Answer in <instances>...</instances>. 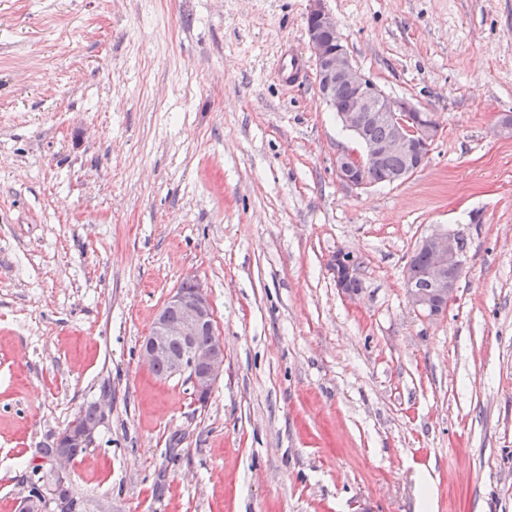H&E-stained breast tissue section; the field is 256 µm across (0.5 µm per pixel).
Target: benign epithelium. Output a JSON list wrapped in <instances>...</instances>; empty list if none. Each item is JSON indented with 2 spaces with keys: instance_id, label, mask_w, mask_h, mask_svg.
I'll return each instance as SVG.
<instances>
[{
  "instance_id": "obj_1",
  "label": "benign epithelium",
  "mask_w": 512,
  "mask_h": 512,
  "mask_svg": "<svg viewBox=\"0 0 512 512\" xmlns=\"http://www.w3.org/2000/svg\"><path fill=\"white\" fill-rule=\"evenodd\" d=\"M306 36L315 61L318 88L326 103L335 107L336 117L346 130L360 135L366 125L382 121L392 128L381 142H365L362 154L345 152L336 159L339 178L348 185L364 189L381 183L407 180L427 162L441 128L423 117L421 110L406 99L386 96L352 62L337 34L336 20L322 6L323 0H311ZM347 93L339 103L337 90ZM392 156L407 160L405 168L393 173L385 168ZM431 257L427 277L429 288L405 284L412 308L427 318H436V301L446 304L454 298L464 265L457 236L435 230L417 244L415 253ZM336 285L352 296L361 290L357 271L350 259L337 255L333 264ZM142 361L148 366L167 365L172 375H188L197 401L204 403L212 388L224 375V343L209 296L198 282L191 288H178L168 298L140 346ZM100 423L85 427L72 420L57 437L62 450L51 457L50 473L55 482H67L73 458L72 447L89 445Z\"/></svg>"
}]
</instances>
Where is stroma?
<instances>
[{
	"label": "stroma",
	"instance_id": "1",
	"mask_svg": "<svg viewBox=\"0 0 512 512\" xmlns=\"http://www.w3.org/2000/svg\"><path fill=\"white\" fill-rule=\"evenodd\" d=\"M323 4L441 126L404 182L345 184L315 74L276 78L310 0H0V512L106 383L75 512H512V0ZM436 229L468 251L428 319ZM188 277L224 343L203 404L139 352ZM461 249L466 253L467 241L460 237ZM459 248L457 236L445 230H435L424 236L417 244L415 255L408 264L404 278L414 281L423 287H415L405 282L407 296L412 308L427 318H436L441 315L443 308L436 312L435 304L440 300L443 305L454 298L459 277L464 265V256ZM431 263L425 279V269ZM336 285L344 293L352 296L361 290V282L359 281L357 271L354 264L349 258H344L342 254H337L333 264Z\"/></svg>",
	"mask_w": 512,
	"mask_h": 512
}]
</instances>
